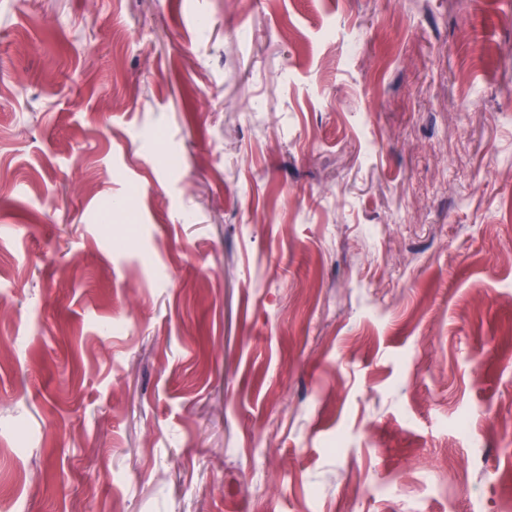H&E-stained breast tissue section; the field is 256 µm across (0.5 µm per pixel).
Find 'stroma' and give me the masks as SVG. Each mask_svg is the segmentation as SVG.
<instances>
[{"label":"stroma","instance_id":"35a3bbf8","mask_svg":"<svg viewBox=\"0 0 512 512\" xmlns=\"http://www.w3.org/2000/svg\"><path fill=\"white\" fill-rule=\"evenodd\" d=\"M512 506V0H0V512Z\"/></svg>","mask_w":512,"mask_h":512}]
</instances>
